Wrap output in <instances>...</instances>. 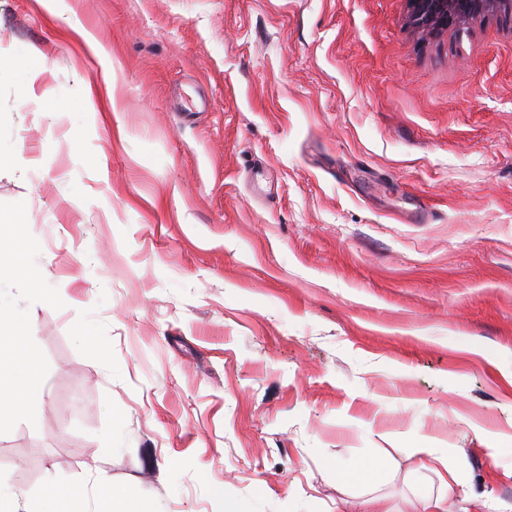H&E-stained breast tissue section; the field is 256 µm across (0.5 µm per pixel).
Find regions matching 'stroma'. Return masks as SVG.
Segmentation results:
<instances>
[{
  "mask_svg": "<svg viewBox=\"0 0 512 512\" xmlns=\"http://www.w3.org/2000/svg\"><path fill=\"white\" fill-rule=\"evenodd\" d=\"M56 7L0 0V225L34 267L0 330L46 380L0 481L413 512L444 448L450 512H512V5L435 31L409 0ZM415 453L425 455L421 467L433 472L440 484L448 489V494L452 490L453 484H460L459 461L455 457L449 456L447 451L419 448Z\"/></svg>",
  "mask_w": 512,
  "mask_h": 512,
  "instance_id": "stroma-1",
  "label": "stroma"
}]
</instances>
